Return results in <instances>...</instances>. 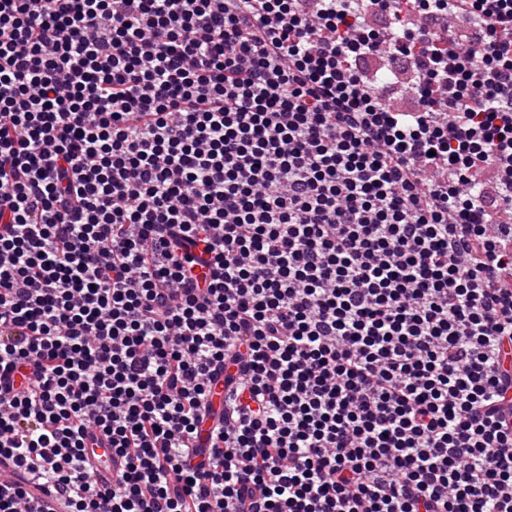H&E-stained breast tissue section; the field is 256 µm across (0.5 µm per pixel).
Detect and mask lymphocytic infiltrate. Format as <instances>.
Masks as SVG:
<instances>
[{"instance_id": "1", "label": "lymphocytic infiltrate", "mask_w": 512, "mask_h": 512, "mask_svg": "<svg viewBox=\"0 0 512 512\" xmlns=\"http://www.w3.org/2000/svg\"><path fill=\"white\" fill-rule=\"evenodd\" d=\"M0 367V512H512V0H0ZM107 442L100 446L92 448L95 458L92 456L91 461L93 465V477L100 484L106 483L112 485L115 483L117 475L120 472L121 464L115 455L112 456V449L109 448Z\"/></svg>"}]
</instances>
